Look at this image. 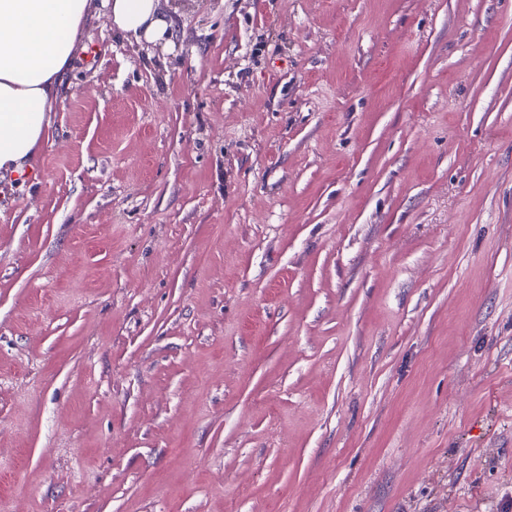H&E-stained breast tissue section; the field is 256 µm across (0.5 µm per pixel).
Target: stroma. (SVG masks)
<instances>
[{"mask_svg": "<svg viewBox=\"0 0 512 512\" xmlns=\"http://www.w3.org/2000/svg\"><path fill=\"white\" fill-rule=\"evenodd\" d=\"M160 9L0 178V512H512V0Z\"/></svg>", "mask_w": 512, "mask_h": 512, "instance_id": "obj_1", "label": "stroma"}]
</instances>
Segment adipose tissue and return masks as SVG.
Masks as SVG:
<instances>
[{"label": "adipose tissue", "mask_w": 512, "mask_h": 512, "mask_svg": "<svg viewBox=\"0 0 512 512\" xmlns=\"http://www.w3.org/2000/svg\"><path fill=\"white\" fill-rule=\"evenodd\" d=\"M114 29L137 42L171 36L159 0H101ZM90 0H0V175L31 178L51 126Z\"/></svg>", "instance_id": "obj_1"}]
</instances>
